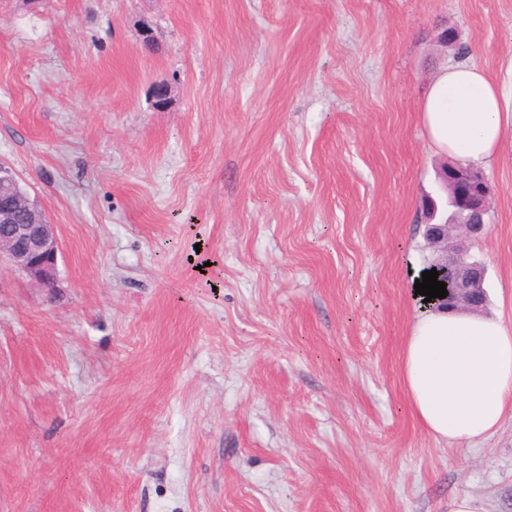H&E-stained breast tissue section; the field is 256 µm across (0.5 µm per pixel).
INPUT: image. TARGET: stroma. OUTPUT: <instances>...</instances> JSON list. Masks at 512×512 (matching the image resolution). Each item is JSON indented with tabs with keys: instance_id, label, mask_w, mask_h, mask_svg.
<instances>
[{
	"instance_id": "1",
	"label": "stroma",
	"mask_w": 512,
	"mask_h": 512,
	"mask_svg": "<svg viewBox=\"0 0 512 512\" xmlns=\"http://www.w3.org/2000/svg\"><path fill=\"white\" fill-rule=\"evenodd\" d=\"M469 61L512 98V0H0V164L61 240L53 297L0 268V512H512V417L441 442L401 382ZM484 173L512 321V130Z\"/></svg>"
}]
</instances>
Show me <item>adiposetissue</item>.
Returning <instances> with one entry per match:
<instances>
[{"label":"adipose tissue","mask_w":512,"mask_h":512,"mask_svg":"<svg viewBox=\"0 0 512 512\" xmlns=\"http://www.w3.org/2000/svg\"><path fill=\"white\" fill-rule=\"evenodd\" d=\"M420 113L438 153L477 167L500 153L512 129V100L474 63L441 69ZM401 378L413 413L435 439L484 441L512 412V323L420 303Z\"/></svg>","instance_id":"obj_1"}]
</instances>
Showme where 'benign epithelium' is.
Wrapping results in <instances>:
<instances>
[{"label":"benign epithelium","mask_w":512,"mask_h":512,"mask_svg":"<svg viewBox=\"0 0 512 512\" xmlns=\"http://www.w3.org/2000/svg\"><path fill=\"white\" fill-rule=\"evenodd\" d=\"M440 180L448 205L462 214L458 223L429 224L426 239L439 256V275L446 277L447 305L480 312L487 305L485 265L469 255L467 243L483 234L489 211L490 188L483 174L451 165L441 169ZM0 261H7L34 285L53 293L60 251L56 225L49 221L19 182L0 169Z\"/></svg>","instance_id":"obj_1"}]
</instances>
